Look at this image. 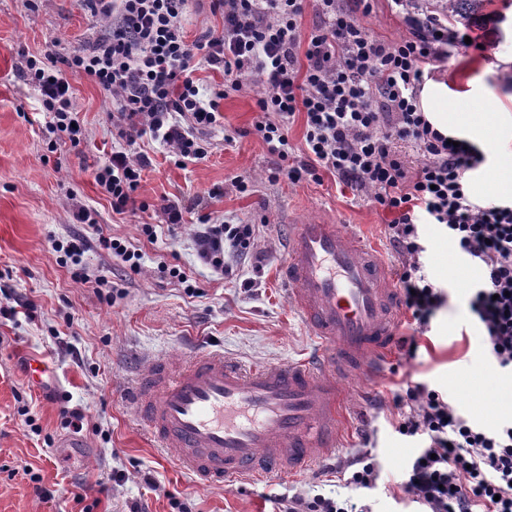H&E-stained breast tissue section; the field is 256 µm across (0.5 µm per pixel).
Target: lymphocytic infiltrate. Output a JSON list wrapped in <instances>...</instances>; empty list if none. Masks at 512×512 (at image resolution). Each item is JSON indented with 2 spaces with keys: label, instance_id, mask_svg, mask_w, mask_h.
<instances>
[{
  "label": "lymphocytic infiltrate",
  "instance_id": "f902f5d3",
  "mask_svg": "<svg viewBox=\"0 0 512 512\" xmlns=\"http://www.w3.org/2000/svg\"><path fill=\"white\" fill-rule=\"evenodd\" d=\"M189 0H83L110 22L107 32L63 54L30 57L23 78L52 116L56 143L78 144L81 117L71 81H90L112 96V124L124 139L96 171L95 180L116 213L137 208L147 155L130 153L147 138L177 163L203 158L205 134L218 123V102L251 89L259 77V118L254 132L277 155L270 180H320L328 172L347 188L368 195L391 220L388 239L401 258L396 286L414 324L400 340L412 360L437 313L447 304L444 285L426 271L422 227L438 226L463 264L477 268L468 308L490 367L512 376V199L477 201L468 180L486 162L467 140L451 144L421 106L427 79L453 55L468 52L464 31L389 0L402 15L407 37L387 42L361 19L371 0H211L221 12L220 33L187 41ZM319 19L303 33L305 9ZM223 71L224 85L201 90L196 64ZM305 118L301 158L289 163L288 127ZM422 158L411 167L404 154ZM257 225L243 221L203 225L195 237L198 258L214 272L228 271L227 256L247 255ZM394 432L416 448L398 487L423 512H512V419L486 428L425 381L406 382L393 398ZM381 467L364 452L338 470L340 490L298 499L285 512H371L367 498Z\"/></svg>",
  "mask_w": 512,
  "mask_h": 512
}]
</instances>
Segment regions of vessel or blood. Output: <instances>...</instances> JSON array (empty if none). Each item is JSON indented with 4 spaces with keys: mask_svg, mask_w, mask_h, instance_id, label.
<instances>
[{
    "mask_svg": "<svg viewBox=\"0 0 512 512\" xmlns=\"http://www.w3.org/2000/svg\"><path fill=\"white\" fill-rule=\"evenodd\" d=\"M278 272L317 343L311 357L245 369L204 352L182 366L152 360L139 374V420L195 485L261 482L325 458L344 420L337 375L376 378L399 343L387 268L335 218L290 219Z\"/></svg>",
    "mask_w": 512,
    "mask_h": 512,
    "instance_id": "b4317fda",
    "label": "vessel or blood"
}]
</instances>
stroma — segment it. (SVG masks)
<instances>
[{
	"instance_id": "stroma-1",
	"label": "stroma",
	"mask_w": 512,
	"mask_h": 512,
	"mask_svg": "<svg viewBox=\"0 0 512 512\" xmlns=\"http://www.w3.org/2000/svg\"><path fill=\"white\" fill-rule=\"evenodd\" d=\"M505 12L503 25L478 30L480 49L449 57L437 76L461 92L464 114L491 115L512 97V84L501 78L502 56L512 57V9ZM106 28L81 0H0V512H177L180 503L186 512H280L288 497L333 491L337 465L366 450L382 467L372 512H413V503L394 496V478L414 449L390 426L393 389L409 378L426 380L483 425L512 417V378L492 371L475 331L466 327L472 278L458 271L455 246L431 224L424 228L428 266L447 286L448 304L417 359L372 383L341 378L347 423L339 448L324 462L256 484L198 487L146 435L127 388L148 360L220 351L263 366L299 362L314 352L313 337L276 277L289 213L329 209L378 245L389 268L399 259L385 234L389 215L332 174L318 183L270 180L278 158L253 132L258 108L251 93L219 100L220 119L207 134L202 159L180 166L158 144L133 145L152 161L138 190L143 207L113 212L94 180L120 143L111 95L74 79L81 142L52 152L50 115L21 75L28 57L77 47ZM238 176L250 180L249 192H239ZM77 204L89 211V223H73ZM167 204L184 212V224L172 232L162 211ZM232 217L258 225L259 232L250 253L221 276L199 261L194 238L200 224ZM146 224L154 225L155 239L142 234ZM67 236L84 241V264L93 280L102 277L119 290L115 303L61 263L52 242ZM102 236L140 248V270L98 248ZM161 262L185 271L195 292L160 273ZM18 297L32 303L31 313L9 314ZM37 361L50 371L42 386L29 373ZM71 408L87 418L82 431L67 423ZM147 473L155 487L144 483ZM36 477L49 497L35 494ZM76 483L79 502L71 494Z\"/></svg>"
}]
</instances>
